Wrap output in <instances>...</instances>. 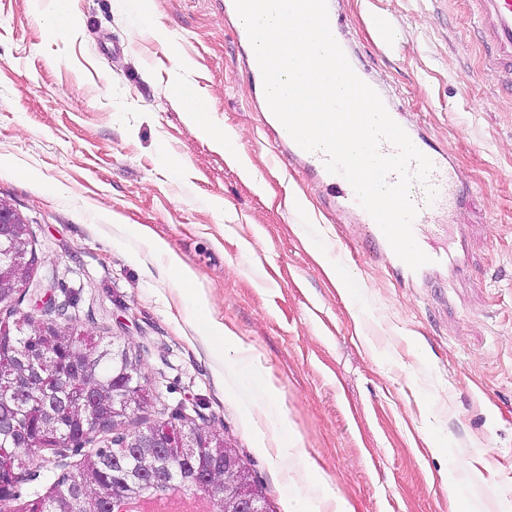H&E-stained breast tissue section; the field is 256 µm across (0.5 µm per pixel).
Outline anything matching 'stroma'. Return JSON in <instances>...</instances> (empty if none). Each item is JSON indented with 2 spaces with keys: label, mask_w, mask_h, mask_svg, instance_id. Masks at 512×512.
<instances>
[{
  "label": "stroma",
  "mask_w": 512,
  "mask_h": 512,
  "mask_svg": "<svg viewBox=\"0 0 512 512\" xmlns=\"http://www.w3.org/2000/svg\"><path fill=\"white\" fill-rule=\"evenodd\" d=\"M343 2L358 62L470 187L438 210L463 232L456 262L398 282L355 216L276 161L224 0H66L76 27L58 33L53 0H0V198L37 256L0 323L52 294L53 320L126 348L152 390L124 431L186 417L223 431L269 512H323L310 482L352 512H512V86L491 76L468 0ZM372 9L395 24L392 47ZM181 77L217 96L255 179L190 130ZM156 238L208 309L186 300ZM209 318L245 354L216 353ZM110 439L68 449L60 472L21 451L10 512Z\"/></svg>",
  "instance_id": "obj_1"
}]
</instances>
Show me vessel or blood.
<instances>
[{"label": "vessel or blood", "mask_w": 512, "mask_h": 512, "mask_svg": "<svg viewBox=\"0 0 512 512\" xmlns=\"http://www.w3.org/2000/svg\"><path fill=\"white\" fill-rule=\"evenodd\" d=\"M471 2L473 13L494 49V69L512 73V0H471ZM233 33L255 95V103L265 113L264 125L275 139L278 154L285 159L298 161L314 179L322 183L329 192V204L332 208L344 213H357L368 243L385 257L398 280L413 281L424 278L428 269L423 267L411 269L395 254L375 220L358 204L354 190L348 181L343 176L326 170L323 153L309 152L301 148L274 114L270 113L262 73L247 30L237 24L233 27ZM392 118L406 131L416 148L429 157L434 165L427 183L416 181L410 188L411 198L419 213H426L452 199L460 200L464 186L456 179L447 150L435 143L421 130L420 126L407 119L403 113H393ZM431 187L436 189V197H428L427 190ZM412 229L417 244L431 258V267L438 269L451 262V254L441 242L445 232L444 225L428 226L416 221L413 222Z\"/></svg>", "instance_id": "1"}]
</instances>
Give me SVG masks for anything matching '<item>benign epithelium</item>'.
Returning <instances> with one entry per match:
<instances>
[{"label": "benign epithelium", "mask_w": 512, "mask_h": 512, "mask_svg": "<svg viewBox=\"0 0 512 512\" xmlns=\"http://www.w3.org/2000/svg\"><path fill=\"white\" fill-rule=\"evenodd\" d=\"M35 262L30 248L29 226L5 201L0 200V290L13 289L9 301H14L27 287ZM24 335L33 349H13V399L17 406L28 400L38 387L42 371L48 367L58 370L61 381L53 410L42 419V429L52 434L59 448H78L92 432L93 422L103 413H112V426H117L130 411L145 406L141 395L133 393L130 385L142 377L137 364L127 352L112 348V365L120 366L125 378H112L104 385L90 377V360L102 359L97 350L81 351L75 356H62L71 349L73 330L44 321L36 314H26L16 323L15 331L0 326V346L14 337ZM0 442L16 448L44 451L43 445L23 425L18 415L0 414ZM112 447L128 448L140 456V470L130 471L127 479L112 485L100 486L93 478L86 484L92 493L82 499V512H101V504L128 503L149 484L175 483L169 478L166 461L189 458L198 448H209L212 454L224 459V496L221 512H268L265 502L256 492L250 471L241 463L234 448L219 430L197 423L180 426H147L131 434L112 437ZM21 465L0 468V500L12 496V489L25 480Z\"/></svg>", "instance_id": "benign-epithelium-1"}]
</instances>
